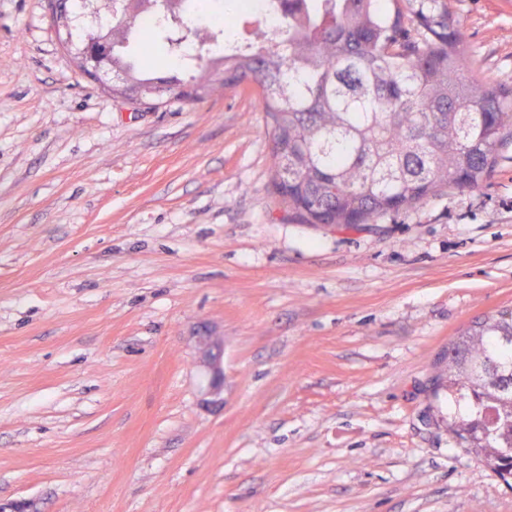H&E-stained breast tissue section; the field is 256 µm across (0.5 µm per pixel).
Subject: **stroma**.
<instances>
[{"label":"stroma","instance_id":"stroma-1","mask_svg":"<svg viewBox=\"0 0 512 512\" xmlns=\"http://www.w3.org/2000/svg\"><path fill=\"white\" fill-rule=\"evenodd\" d=\"M447 2L512 88V0ZM259 93L134 109L75 68L49 0H0V504L512 512L436 388L457 332L512 306V142L478 188L291 224ZM199 343L202 345L203 353L209 367L212 370L211 387L214 391L221 390L224 383V374L218 366V355L213 352L217 345L211 341L210 336H199Z\"/></svg>","mask_w":512,"mask_h":512}]
</instances>
